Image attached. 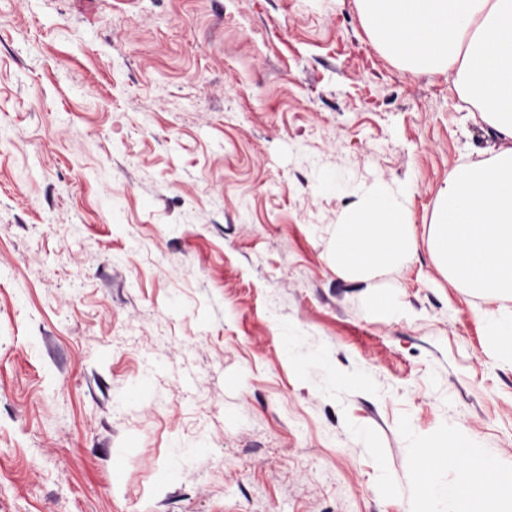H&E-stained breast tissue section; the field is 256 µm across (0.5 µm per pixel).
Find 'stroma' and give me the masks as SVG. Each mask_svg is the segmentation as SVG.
Instances as JSON below:
<instances>
[{
    "label": "stroma",
    "mask_w": 512,
    "mask_h": 512,
    "mask_svg": "<svg viewBox=\"0 0 512 512\" xmlns=\"http://www.w3.org/2000/svg\"><path fill=\"white\" fill-rule=\"evenodd\" d=\"M356 0H0V512H425L512 474V361L428 245L494 154ZM376 188L415 246L328 258ZM435 457L437 467L457 472L459 479L452 487H433L430 502L453 501L454 512H511L512 481L506 484L496 478L494 463L478 459L454 445L442 446Z\"/></svg>",
    "instance_id": "1"
}]
</instances>
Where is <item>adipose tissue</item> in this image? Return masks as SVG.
I'll return each instance as SVG.
<instances>
[{"label":"adipose tissue","instance_id":"adipose-tissue-1","mask_svg":"<svg viewBox=\"0 0 512 512\" xmlns=\"http://www.w3.org/2000/svg\"><path fill=\"white\" fill-rule=\"evenodd\" d=\"M369 32L392 58L447 75L460 98L500 141L491 157L457 167L438 192L429 229L434 257L456 288L512 298V0H357ZM415 240L409 212L375 192L349 211L329 254L337 270L365 277L401 264ZM436 466L457 472L431 503L454 512H512V483L494 463L451 445Z\"/></svg>","mask_w":512,"mask_h":512}]
</instances>
